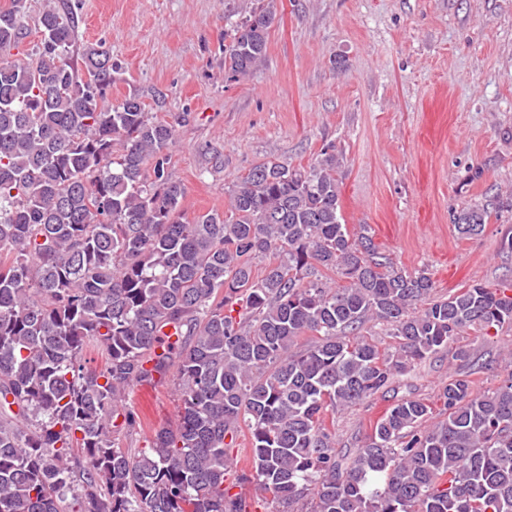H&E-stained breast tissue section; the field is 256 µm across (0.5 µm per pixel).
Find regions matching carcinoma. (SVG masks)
I'll return each instance as SVG.
<instances>
[{"instance_id":"cac0c4a2","label":"carcinoma","mask_w":512,"mask_h":512,"mask_svg":"<svg viewBox=\"0 0 512 512\" xmlns=\"http://www.w3.org/2000/svg\"><path fill=\"white\" fill-rule=\"evenodd\" d=\"M27 18L26 0L0 8V512H248V483L305 512H512V369L477 393L484 364L460 347L443 420L402 398L344 460L328 427L465 330L512 326L509 289L433 298L429 273L351 237L332 146L257 164L227 211L186 219L174 127L138 94L109 101L119 65L100 46L75 62L69 0L35 18L24 61ZM275 18L268 0L236 26L225 72L263 61ZM487 219L476 205L454 226ZM371 319L396 345L359 335ZM166 377L178 422L133 452L141 423L118 399ZM244 429L250 470L230 484Z\"/></svg>"}]
</instances>
